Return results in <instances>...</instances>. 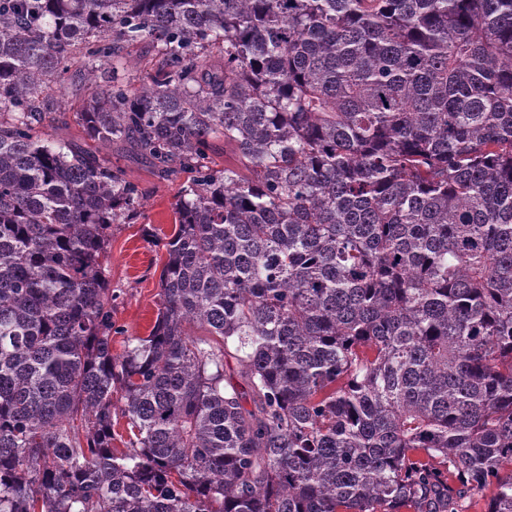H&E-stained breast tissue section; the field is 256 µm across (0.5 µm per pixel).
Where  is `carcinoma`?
I'll return each mask as SVG.
<instances>
[{
  "mask_svg": "<svg viewBox=\"0 0 512 512\" xmlns=\"http://www.w3.org/2000/svg\"><path fill=\"white\" fill-rule=\"evenodd\" d=\"M67 82L96 151L36 131ZM112 145L187 175L119 356L103 259L142 193ZM464 489L512 512V0H0V512ZM124 52L127 62L125 78L132 87H139L147 73L153 72L160 57L147 43L129 45Z\"/></svg>",
  "mask_w": 512,
  "mask_h": 512,
  "instance_id": "1",
  "label": "carcinoma"
}]
</instances>
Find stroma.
<instances>
[{
	"label": "stroma",
	"mask_w": 512,
	"mask_h": 512,
	"mask_svg": "<svg viewBox=\"0 0 512 512\" xmlns=\"http://www.w3.org/2000/svg\"><path fill=\"white\" fill-rule=\"evenodd\" d=\"M66 97L68 111L48 113L42 129L55 139L79 141L84 134L76 114L82 107L84 94L70 88ZM104 155L144 195L143 206L133 220L113 226L104 262L107 282L116 296L115 321L120 332L112 337V352L119 355L127 338L147 336L156 320L165 250L146 237L145 231L151 227L171 230L173 205L183 181L159 180L147 163L117 150H105Z\"/></svg>",
	"instance_id": "stroma-1"
}]
</instances>
